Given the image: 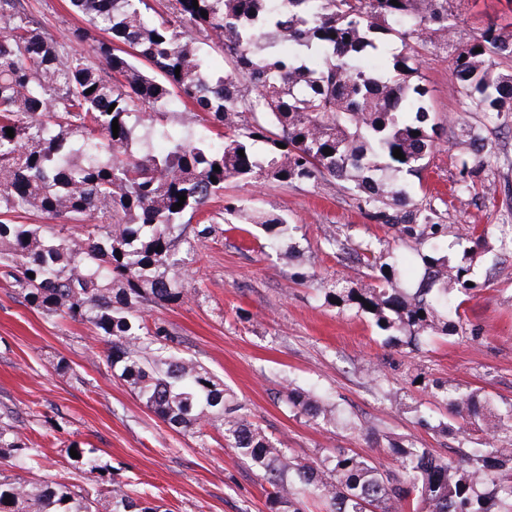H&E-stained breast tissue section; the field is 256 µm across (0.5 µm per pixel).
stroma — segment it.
<instances>
[{
  "mask_svg": "<svg viewBox=\"0 0 512 512\" xmlns=\"http://www.w3.org/2000/svg\"><path fill=\"white\" fill-rule=\"evenodd\" d=\"M28 5L58 40H67L77 27L86 29L87 43L102 36L67 0ZM456 13V39L465 42L488 24H511L512 0H463ZM420 75L434 111L450 121L428 185L448 194V224L490 227L488 250L475 271L492 272L493 278L466 304L482 332L478 341L437 337L420 352L390 347L367 319L323 305L311 284L297 282V273L305 271L345 275L324 244L330 227L346 225L357 241L374 243L385 235L327 182L280 187L226 181L225 196L295 224L294 253L268 246L254 225H224L195 248L187 278L190 299L146 312L148 320L164 322L180 337L183 355L224 380L248 419L277 447L308 464L341 447L388 466L389 442L398 437L454 456L456 439L417 424L413 413L398 407L417 402L432 420L445 419L443 406L422 387L426 380L461 383L512 400V257L500 254L497 242L500 225L512 224V135L489 126L481 113L466 111L452 90L450 49L429 46ZM464 124L493 145L484 171L495 186L493 201L451 192ZM59 362L65 371L56 370ZM298 386L323 389L351 414L357 429L295 415L285 393ZM6 408L15 412L22 436L42 450L36 464L22 470L27 480L88 484L70 455L78 445L98 449L102 463L164 512H272L260 471L225 447L221 430L208 426L199 436L171 429L113 376L105 345L90 325L46 316L0 277V409Z\"/></svg>",
  "mask_w": 512,
  "mask_h": 512,
  "instance_id": "stroma-1",
  "label": "stroma"
}]
</instances>
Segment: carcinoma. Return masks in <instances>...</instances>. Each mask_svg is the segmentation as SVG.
Returning a JSON list of instances; mask_svg holds the SVG:
<instances>
[{
	"label": "carcinoma",
	"instance_id": "carcinoma-1",
	"mask_svg": "<svg viewBox=\"0 0 512 512\" xmlns=\"http://www.w3.org/2000/svg\"><path fill=\"white\" fill-rule=\"evenodd\" d=\"M397 2L198 0L195 7L167 0L159 11L153 0H69L106 34L85 55L73 48L86 41L83 30L61 42L31 16L26 0H0V274L45 315L91 325L112 373L171 428L221 429L224 445L262 472L274 512H303L307 497L324 512H512L511 402L502 406L461 384L432 386L448 415L437 428L452 433L460 419L469 429L456 463L399 441L389 443L397 474L346 448L305 464L247 419L223 380L178 355V337L166 325L144 316L188 297L185 275L173 268L216 234L220 219L256 224L293 248L284 217L235 198L224 199V214L191 226L225 181H329L370 222L394 231L393 242L418 246L419 273L409 275L390 245L356 242L338 227L325 242L369 283L320 281L323 304L338 301L337 309L369 318L391 347L416 351L434 336L480 338L464 304L482 288L470 270L489 229L447 224L448 201L424 189L444 125L418 77L427 45H453V90L487 121L512 129V30L490 24L457 45L452 0ZM200 40L224 50L228 71L211 68ZM367 54L391 61L368 70L360 63ZM178 103L186 118L162 125ZM155 138L165 141L163 151H131ZM258 142L267 145L262 155L254 151ZM461 145L458 183L467 188L484 172L489 149L468 127ZM397 148L405 159L393 156ZM180 194L186 200L176 210ZM30 209L59 228L18 223ZM287 403L326 426H353L317 394L291 388ZM75 450L85 472L105 469L97 449ZM40 453L22 439L11 412H1L0 459L26 465ZM0 512L159 509L119 480L105 489L38 484L0 467Z\"/></svg>",
	"mask_w": 512,
	"mask_h": 512
}]
</instances>
